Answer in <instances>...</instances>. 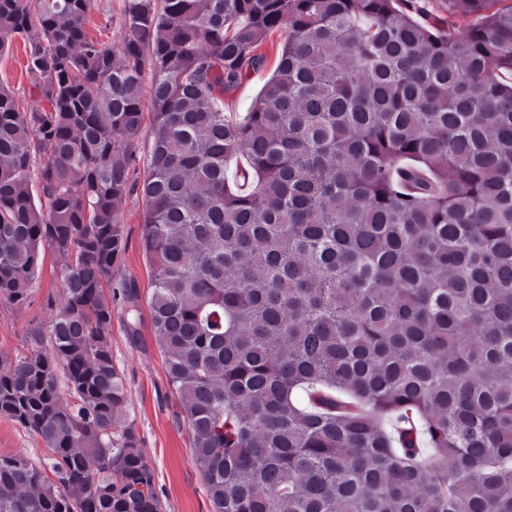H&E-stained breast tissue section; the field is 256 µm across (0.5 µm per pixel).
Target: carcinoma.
<instances>
[{"label":"carcinoma","mask_w":512,"mask_h":512,"mask_svg":"<svg viewBox=\"0 0 512 512\" xmlns=\"http://www.w3.org/2000/svg\"><path fill=\"white\" fill-rule=\"evenodd\" d=\"M444 2L123 0L116 54L93 0H0L38 91L0 87V301L46 247L65 288L0 352L47 450L0 456V512H162L103 301L146 83L153 334L213 512H512V0ZM269 76V71L257 73L245 81L236 91L225 96L224 112H232V116L243 117L246 112H249Z\"/></svg>","instance_id":"1"}]
</instances>
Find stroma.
<instances>
[{
  "label": "stroma",
  "instance_id": "1",
  "mask_svg": "<svg viewBox=\"0 0 512 512\" xmlns=\"http://www.w3.org/2000/svg\"><path fill=\"white\" fill-rule=\"evenodd\" d=\"M122 0H94L87 15L90 36L120 50L124 29ZM26 43L12 37L8 50L0 56V83L18 98L34 101L37 92L25 69ZM141 191L127 194L116 207L125 241V251L114 269L113 282L135 281L139 291L140 324L130 334L125 307L111 299L112 358L125 374L126 423L135 426L143 440L146 459L153 469L163 512H212L204 481L192 456L193 433L188 423L178 418V406L169 389L164 357L158 350L150 321V267L142 244ZM58 254L40 252L37 271L27 302L21 306L0 303V350L11 352L21 347L31 327L48 324L55 307L63 303L65 291L55 275ZM0 455L21 456L32 461L44 458V445L33 432L0 417Z\"/></svg>",
  "mask_w": 512,
  "mask_h": 512
}]
</instances>
